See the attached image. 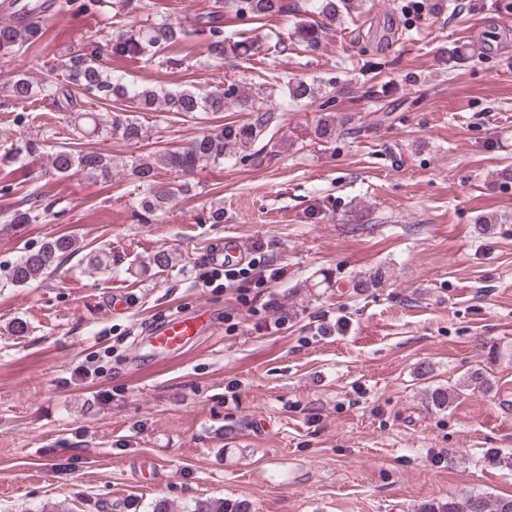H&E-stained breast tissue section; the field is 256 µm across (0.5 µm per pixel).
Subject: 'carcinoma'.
<instances>
[{
    "instance_id": "cac0c4a2",
    "label": "carcinoma",
    "mask_w": 512,
    "mask_h": 512,
    "mask_svg": "<svg viewBox=\"0 0 512 512\" xmlns=\"http://www.w3.org/2000/svg\"><path fill=\"white\" fill-rule=\"evenodd\" d=\"M112 9L115 34L106 40L86 37L79 49H69L60 55L57 69L62 79H47L35 86L24 74H17L7 87L9 96L16 103H25L39 94L49 99L60 112L67 113L65 123L73 124V132L80 138L86 135L118 138L123 141H140L145 137L142 124L136 118L138 112H169L192 119H206L215 114L236 109L249 113L243 123H228L216 132L194 138L179 149L161 147L151 154L131 163L119 165L135 183L132 217L137 224H157L177 196L189 191L183 176L195 174L208 165L224 163L235 151L243 152L239 161L251 157L247 150L264 140L276 121L275 113L286 112L288 107L303 100L314 98L312 87L303 80L286 82L288 96L275 106L271 97L281 87L283 76L265 67L267 60L276 53L288 49L283 38L271 42L267 37L253 35L231 41L224 36V20L227 12L238 19L263 21L275 17L293 19L291 38L314 51L330 31V25L346 17L356 22L362 14L358 0H304V5L288 0H211L209 10L195 17L186 26L168 20H145L143 24L122 18L143 9V0H65L64 7H77L81 13H93L105 5ZM48 16L36 0L22 6V16L15 22L0 24V59L18 52H32L42 43ZM205 36L206 55L215 63L234 57L264 66L263 83L253 91L244 89L235 80L220 79L205 91L183 89L161 92L149 84L131 85L121 74L106 70L101 62L104 55H120L143 64L180 69L186 63L193 39ZM95 101L110 107V115L102 117L97 112H81L79 108ZM59 130L46 129L40 138L5 141L0 144V167L21 169L26 160L45 153L47 143L57 139ZM315 140L329 143L336 139V116L328 112L316 120L312 130ZM49 171L57 176L80 172L91 182H108L112 170L119 167L110 155L81 149L79 142H64L53 146L48 154ZM165 170L174 177L173 182L163 184L157 180L158 171ZM42 220V211L35 206L15 209L5 218L6 224H36ZM80 251L77 242L65 235L51 236L36 251L22 254L6 271L4 285L24 286L44 278L56 270L66 255ZM87 267L110 274L123 263V258L112 250L99 248L84 255ZM173 265V256L167 250H159L141 269L156 268L166 271ZM463 386L469 390L489 389L487 371L479 367L470 372ZM456 390L436 387L428 392L427 403L437 409L448 407ZM437 512H512V497L469 495L461 501L450 499L437 507Z\"/></svg>"
}]
</instances>
